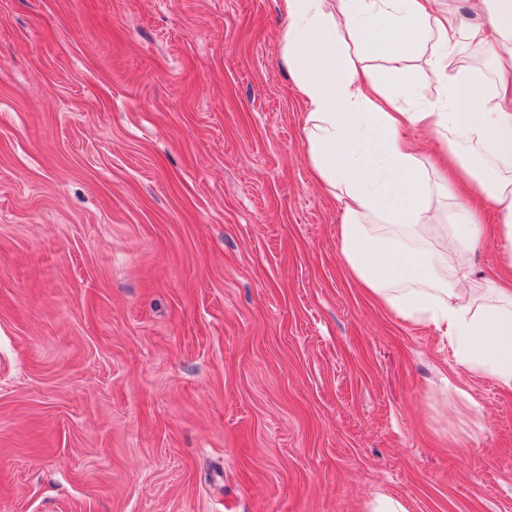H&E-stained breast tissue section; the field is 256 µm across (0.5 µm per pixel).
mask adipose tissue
Here are the masks:
<instances>
[{
  "label": "adipose tissue",
  "mask_w": 512,
  "mask_h": 512,
  "mask_svg": "<svg viewBox=\"0 0 512 512\" xmlns=\"http://www.w3.org/2000/svg\"><path fill=\"white\" fill-rule=\"evenodd\" d=\"M481 25L447 0H280V57L307 112L306 162L342 205L344 261L362 288L400 319L432 328L459 367L512 392V282L472 277L484 232L459 185L493 204L501 259L512 268V81L485 86L457 60L485 46L512 65V0H468ZM429 50L428 76L403 65ZM382 59L394 82L380 79ZM414 128L445 143L448 182L438 183L411 139ZM479 144L476 165L465 148Z\"/></svg>",
  "instance_id": "1"
}]
</instances>
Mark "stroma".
<instances>
[{
  "label": "stroma",
  "instance_id": "1",
  "mask_svg": "<svg viewBox=\"0 0 512 512\" xmlns=\"http://www.w3.org/2000/svg\"><path fill=\"white\" fill-rule=\"evenodd\" d=\"M282 26L0 0V512H512V394L347 268Z\"/></svg>",
  "mask_w": 512,
  "mask_h": 512
}]
</instances>
